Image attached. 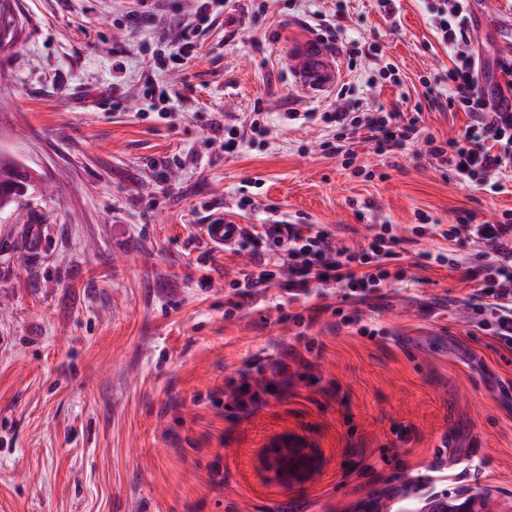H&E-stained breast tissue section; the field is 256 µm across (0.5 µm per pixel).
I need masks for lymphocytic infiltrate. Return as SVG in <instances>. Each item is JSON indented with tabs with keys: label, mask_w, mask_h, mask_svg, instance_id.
Instances as JSON below:
<instances>
[{
	"label": "lymphocytic infiltrate",
	"mask_w": 512,
	"mask_h": 512,
	"mask_svg": "<svg viewBox=\"0 0 512 512\" xmlns=\"http://www.w3.org/2000/svg\"><path fill=\"white\" fill-rule=\"evenodd\" d=\"M430 10L452 66L443 78L423 80L424 96L434 105L447 101L449 111L469 113L471 123L464 133L448 140L436 139L424 130L419 117L382 105L362 113L337 109L320 116L322 123L336 131L335 139L324 141L323 150L339 155L347 137L361 131L382 155L419 141L425 146L424 158L448 167L460 183L493 194L508 192L512 189V112L488 109L478 61L469 49L471 35L463 0H435ZM285 231L288 278L281 283L292 304L307 302L316 283L346 284L343 301L347 304L373 299L390 278L389 264L400 259L399 239L388 224L381 225L368 247L358 252L336 248L330 232L312 230L307 224H289ZM440 234L451 243L465 234L481 244V251L465 269L466 279L474 286L472 318L481 330L512 350V213H504L502 220L494 223L452 224ZM237 246L251 250L253 265L232 285L230 308L234 311L278 280L259 249L257 236L241 230Z\"/></svg>",
	"instance_id": "obj_1"
}]
</instances>
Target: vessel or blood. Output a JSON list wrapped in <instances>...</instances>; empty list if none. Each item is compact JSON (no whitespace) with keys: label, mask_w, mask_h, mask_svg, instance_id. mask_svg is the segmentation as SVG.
<instances>
[{"label":"vessel or blood","mask_w":512,"mask_h":512,"mask_svg":"<svg viewBox=\"0 0 512 512\" xmlns=\"http://www.w3.org/2000/svg\"><path fill=\"white\" fill-rule=\"evenodd\" d=\"M288 55L294 82L307 93H322L334 88L342 77L335 55L319 36L311 35L292 44ZM239 231V225L220 220L203 227L206 239L217 248L234 245Z\"/></svg>","instance_id":"1"}]
</instances>
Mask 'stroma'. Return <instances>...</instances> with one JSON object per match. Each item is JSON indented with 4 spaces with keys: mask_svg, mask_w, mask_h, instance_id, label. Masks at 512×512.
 Returning a JSON list of instances; mask_svg holds the SVG:
<instances>
[{
    "mask_svg": "<svg viewBox=\"0 0 512 512\" xmlns=\"http://www.w3.org/2000/svg\"><path fill=\"white\" fill-rule=\"evenodd\" d=\"M240 2L178 61L196 0H165L150 31L128 20L131 0H11L0 152L46 191L0 217V512H365L378 496L421 512L413 483L437 461L446 495L512 512V351L473 323L462 270L434 259L478 247L413 232L493 220L512 192L360 136L325 156L333 132L310 118L422 101V79L449 62L425 0H398L392 16L350 0L341 18L336 0H269L256 20ZM321 18L351 100L291 76L289 45ZM154 85L180 92L177 120L159 114ZM257 107L266 134L225 151L212 123L248 130ZM217 216L310 224L354 250L389 224L402 260L354 323L337 317L332 285L310 324L276 287L232 313L252 256L208 243ZM284 445L311 454L303 482L266 468Z\"/></svg>",
    "mask_w": 512,
    "mask_h": 512,
    "instance_id": "stroma-1",
    "label": "stroma"
}]
</instances>
